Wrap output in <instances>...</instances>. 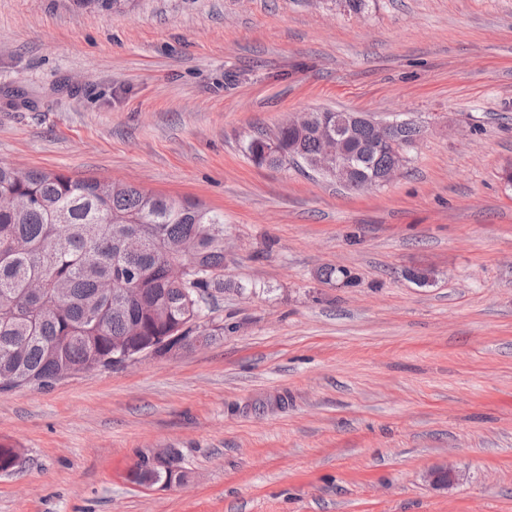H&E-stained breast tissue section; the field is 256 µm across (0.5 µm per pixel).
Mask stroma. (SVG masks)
<instances>
[{
  "mask_svg": "<svg viewBox=\"0 0 512 512\" xmlns=\"http://www.w3.org/2000/svg\"><path fill=\"white\" fill-rule=\"evenodd\" d=\"M319 109L424 134L368 192L246 154ZM0 164L199 200L226 283L208 345L0 392V512H512V0H0ZM177 463L178 459L177 456L174 453H171V460L169 463L168 473L167 470L159 469V468H152L148 462H145V466H142L139 474L136 475V479L138 482L145 484L147 481H159L160 479L163 480L168 478L169 482H172L174 479L178 482L183 481L184 474L181 471H177ZM171 468L175 469V472L172 471Z\"/></svg>",
  "mask_w": 512,
  "mask_h": 512,
  "instance_id": "stroma-1",
  "label": "stroma"
}]
</instances>
